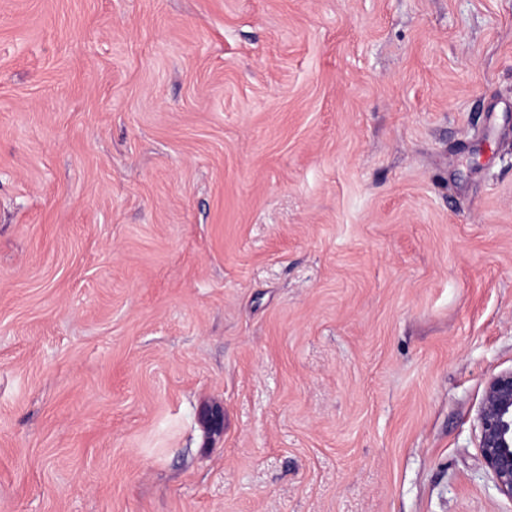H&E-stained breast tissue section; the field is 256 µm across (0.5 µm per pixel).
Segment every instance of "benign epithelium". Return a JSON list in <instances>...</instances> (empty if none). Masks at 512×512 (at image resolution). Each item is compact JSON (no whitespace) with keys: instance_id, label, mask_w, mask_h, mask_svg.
<instances>
[{"instance_id":"1","label":"benign epithelium","mask_w":512,"mask_h":512,"mask_svg":"<svg viewBox=\"0 0 512 512\" xmlns=\"http://www.w3.org/2000/svg\"><path fill=\"white\" fill-rule=\"evenodd\" d=\"M477 422L482 462L497 492L512 501V368L487 381Z\"/></svg>"}]
</instances>
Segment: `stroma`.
<instances>
[{"label": "stroma", "instance_id": "stroma-1", "mask_svg": "<svg viewBox=\"0 0 512 512\" xmlns=\"http://www.w3.org/2000/svg\"><path fill=\"white\" fill-rule=\"evenodd\" d=\"M510 368L512 0H0V512H512ZM477 422L482 462L497 492L512 501V368L487 381Z\"/></svg>", "mask_w": 512, "mask_h": 512}]
</instances>
